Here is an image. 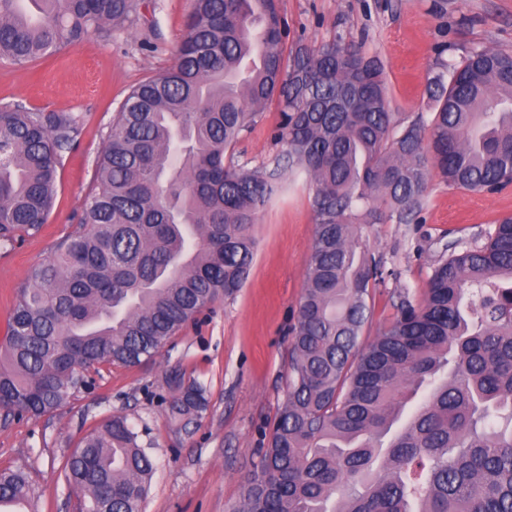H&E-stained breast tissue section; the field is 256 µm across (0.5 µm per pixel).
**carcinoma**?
Here are the masks:
<instances>
[{
  "mask_svg": "<svg viewBox=\"0 0 512 512\" xmlns=\"http://www.w3.org/2000/svg\"><path fill=\"white\" fill-rule=\"evenodd\" d=\"M139 0H0V63L135 31ZM278 0H192L174 65L113 116L79 224L16 290L0 336V416L49 414L76 368L135 366L245 282L255 224L283 175L312 187L315 233L291 328L288 394L232 512H512V216L487 241L445 245L422 298L393 292L372 328L384 258L365 224L417 213L432 174L492 193L512 183V55L475 50L436 83L428 126L395 119L378 61L334 41L290 48ZM286 149L271 167L226 163L270 108ZM81 119L0 109V244L37 235ZM176 388L172 425L206 406ZM421 397L404 417L407 405ZM120 415L65 462L81 512H143L154 463ZM35 491L0 471V507Z\"/></svg>",
  "mask_w": 512,
  "mask_h": 512,
  "instance_id": "cac0c4a2",
  "label": "carcinoma"
}]
</instances>
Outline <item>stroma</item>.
Masks as SVG:
<instances>
[{
	"label": "stroma",
	"mask_w": 512,
	"mask_h": 512,
	"mask_svg": "<svg viewBox=\"0 0 512 512\" xmlns=\"http://www.w3.org/2000/svg\"><path fill=\"white\" fill-rule=\"evenodd\" d=\"M191 7V0H141L139 33L93 29L80 45L49 59L0 64V108L21 104L83 119L77 145L63 154L46 226L15 247L0 245V327L29 268L49 259L77 223L124 96L174 63ZM280 8L288 45L362 43L380 62L391 110L404 124L429 121L428 83L450 77L471 51L512 54V0H280ZM278 121V112H265L244 133L240 166L270 164L283 151L272 137ZM507 215L512 186L487 194L435 177L413 223L364 225L367 245L385 258L374 323L392 317L396 289L423 293L430 265L449 240L471 239ZM314 228L305 174L285 176L255 226L258 245L244 287L215 302L152 360L101 368L90 388L52 415L0 419V470L28 475L40 496L39 512H76L78 497L62 465L103 420L123 415L155 464L144 512H231L258 460L261 432L286 399L288 327L305 287ZM173 369L185 382L200 384L207 399L201 417L181 431L168 417Z\"/></svg>",
	"instance_id": "1"
}]
</instances>
